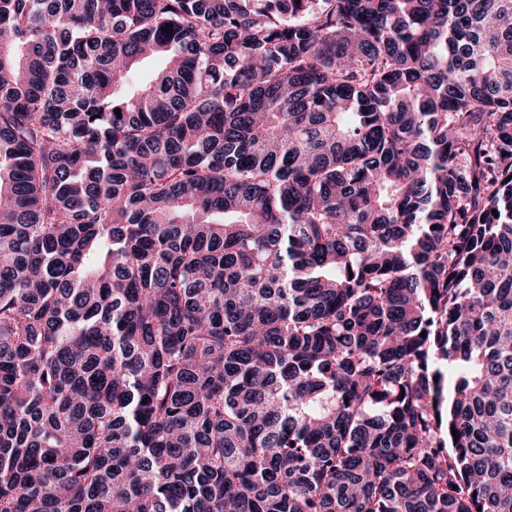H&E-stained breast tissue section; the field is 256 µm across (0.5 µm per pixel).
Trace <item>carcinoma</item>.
<instances>
[{
	"label": "carcinoma",
	"mask_w": 512,
	"mask_h": 512,
	"mask_svg": "<svg viewBox=\"0 0 512 512\" xmlns=\"http://www.w3.org/2000/svg\"><path fill=\"white\" fill-rule=\"evenodd\" d=\"M510 175L512 0H0V512H512Z\"/></svg>",
	"instance_id": "cac0c4a2"
}]
</instances>
